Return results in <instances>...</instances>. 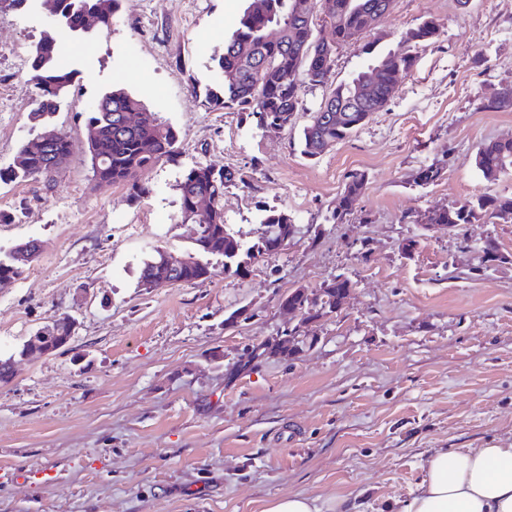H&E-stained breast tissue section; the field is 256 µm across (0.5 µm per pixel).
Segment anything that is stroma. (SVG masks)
Wrapping results in <instances>:
<instances>
[{
	"mask_svg": "<svg viewBox=\"0 0 512 512\" xmlns=\"http://www.w3.org/2000/svg\"><path fill=\"white\" fill-rule=\"evenodd\" d=\"M245 6L121 0L110 27L74 33L44 0L0 12V247L40 245L0 288V345L62 313L78 322L68 351L22 362L0 384V512H261L292 493L320 512L340 498L399 512L436 452L512 442V223L454 233L413 221L467 198L512 197V175L490 180L475 164L482 144L512 138V109L481 106L512 84V0H392L375 29L337 46L323 84L304 88L295 127L277 132L206 99ZM428 18L441 35L417 48L384 110L303 156L301 128L329 89ZM47 34L74 79L40 122L30 64ZM118 85L178 133L137 197L98 184L87 150L86 113ZM46 123L68 135L66 163L49 181L11 177ZM197 164L238 173L224 217L247 241L268 207L296 231L247 277L143 291V253L189 245L174 219ZM430 165L440 180L415 185ZM356 171L365 185L354 213L334 221ZM489 237L507 262L484 265ZM409 238L419 245L407 255ZM339 274L351 297L306 326L314 347L229 375L248 348L296 325L280 308L288 290L314 293Z\"/></svg>",
	"mask_w": 512,
	"mask_h": 512,
	"instance_id": "1",
	"label": "stroma"
}]
</instances>
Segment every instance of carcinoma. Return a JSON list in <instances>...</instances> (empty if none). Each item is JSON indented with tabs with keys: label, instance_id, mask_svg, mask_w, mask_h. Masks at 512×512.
I'll list each match as a JSON object with an SVG mask.
<instances>
[{
	"label": "carcinoma",
	"instance_id": "1",
	"mask_svg": "<svg viewBox=\"0 0 512 512\" xmlns=\"http://www.w3.org/2000/svg\"><path fill=\"white\" fill-rule=\"evenodd\" d=\"M51 13L61 18L71 31L80 30L88 16L109 23L120 0H46ZM262 7L247 6L236 27L224 42L219 57L220 91L209 92L212 108H235L252 117L259 129L278 124L286 129L295 124L303 110L304 85H319L334 63L329 43L315 35V18L323 16L333 28V44L348 41L355 32H366L377 17L385 0H260ZM271 27L278 28L277 37H268ZM440 25L426 19L401 35L396 50L379 60L382 82L375 98L365 101L360 96L361 75L331 90L326 100L339 111L327 114L323 106L312 113L301 136L302 154L317 157L325 149L349 138L364 125L371 114L382 111L394 89L392 84L408 75L417 56L414 50L436 43ZM32 80L39 89L33 115L42 118L56 111L58 100L69 90L72 72L59 61V42L48 34L37 45L31 61ZM483 109L497 112L512 107V87L507 86L485 97ZM87 144L94 176L105 185L124 184L130 194L142 191L139 174L161 159L172 155L177 135L172 127L158 119L125 89L116 88L106 94L87 112ZM476 165L486 177H498L512 171V139L492 140L483 144L476 156ZM57 172L49 159L20 148L14 161L13 175L48 178ZM440 170L434 166L418 169L414 183L423 186L435 183ZM235 173L214 171L208 166L190 167L180 183L181 203L177 223L192 225L190 246L185 253L201 260L182 269L177 278L183 283L207 279L214 275L209 262L213 256L224 259V275L243 278L251 272L252 263L264 256L278 253L276 243L282 236V226L294 227L293 218L279 209H267L260 221V232L249 244L224 219L222 201L224 189L235 181ZM365 182L362 173L351 174L341 191L332 213L343 220L354 209ZM205 195L213 205L209 217L195 212L197 197ZM491 224L512 222V197L481 195L456 202L423 214L416 223L448 224L456 231L480 221ZM160 248H155L140 263L138 287L145 288L150 278L160 274ZM26 265L0 251V283L15 281ZM353 288L351 280L338 275L320 289L308 295L296 288L286 295V303L296 305L314 316L319 309H333L343 291ZM52 337L50 347L56 351L69 345V332L56 322L44 326Z\"/></svg>",
	"mask_w": 512,
	"mask_h": 512
}]
</instances>
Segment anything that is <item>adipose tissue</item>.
I'll use <instances>...</instances> for the list:
<instances>
[{
	"label": "adipose tissue",
	"instance_id": "adipose-tissue-1",
	"mask_svg": "<svg viewBox=\"0 0 512 512\" xmlns=\"http://www.w3.org/2000/svg\"><path fill=\"white\" fill-rule=\"evenodd\" d=\"M401 512H512V443L439 452Z\"/></svg>",
	"mask_w": 512,
	"mask_h": 512
}]
</instances>
